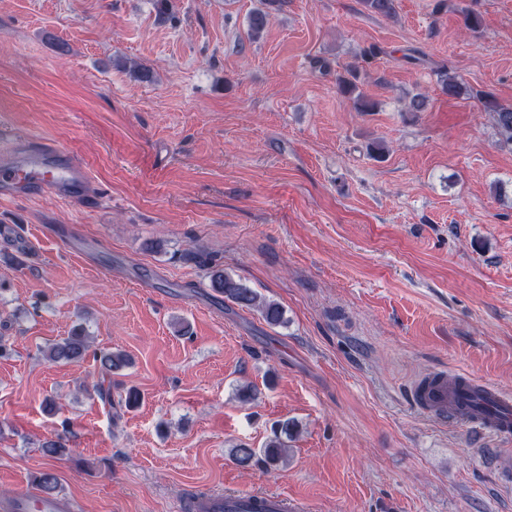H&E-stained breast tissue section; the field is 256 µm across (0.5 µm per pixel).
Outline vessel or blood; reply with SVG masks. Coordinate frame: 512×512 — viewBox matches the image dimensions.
Wrapping results in <instances>:
<instances>
[{
	"mask_svg": "<svg viewBox=\"0 0 512 512\" xmlns=\"http://www.w3.org/2000/svg\"><path fill=\"white\" fill-rule=\"evenodd\" d=\"M50 191L64 201L94 203L87 169L68 149L53 142L22 137L0 139V197ZM416 406L441 421L465 422L494 439L512 437V397L470 376L439 370L419 379L413 388ZM61 504L33 497L26 489L0 499V512H59ZM197 512H304V504L276 492L212 493Z\"/></svg>",
	"mask_w": 512,
	"mask_h": 512,
	"instance_id": "obj_1",
	"label": "vessel or blood"
}]
</instances>
